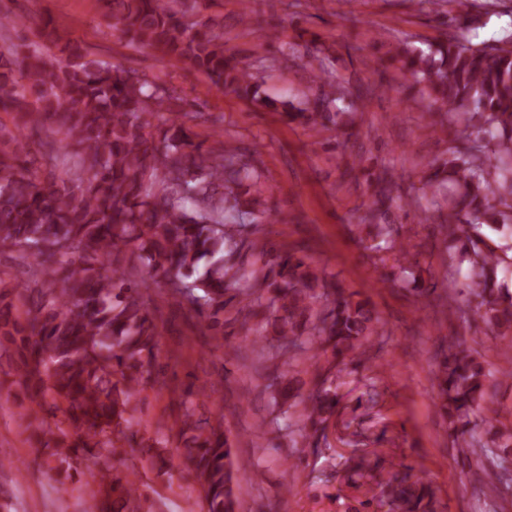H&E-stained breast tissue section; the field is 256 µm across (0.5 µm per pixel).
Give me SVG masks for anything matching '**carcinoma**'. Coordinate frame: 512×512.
Returning a JSON list of instances; mask_svg holds the SVG:
<instances>
[{"label": "carcinoma", "mask_w": 512, "mask_h": 512, "mask_svg": "<svg viewBox=\"0 0 512 512\" xmlns=\"http://www.w3.org/2000/svg\"><path fill=\"white\" fill-rule=\"evenodd\" d=\"M131 43L159 50L169 64L191 68L221 91L278 112L289 123L343 131L336 83L315 73L320 93L305 106L271 98L262 76L224 49L208 21L186 20L187 0H100ZM449 6L448 38L427 50L404 47L394 61L421 86L429 107L463 123L461 145L448 152L441 179L421 182L422 198L453 193L439 224L444 242L468 264L465 287L476 323L512 338V294L498 281L500 259L484 239V225L512 222V34L474 44L466 35L470 12L491 0H419ZM53 21L43 22L50 55L38 47L22 55L0 52V112L12 116L17 135L0 124V255L32 259L23 283L0 275V385L15 377L26 406L17 421L58 463L64 479L78 469L104 492L100 512H154L139 487L112 472L111 459L131 442L129 415L138 396L160 383L151 370L160 331L144 299L149 267L188 298L209 327L224 332V309L238 300L241 329L255 308L284 350L300 340L326 355L315 368L304 406L301 437L314 444L339 407L337 375L373 361V339L383 323L367 298H355L312 266L304 250H280L259 238H240L247 220H272V187L264 186L253 153L224 141L198 139L193 127L205 113L157 76L90 58L79 44L59 45ZM361 241L380 258L379 281L412 279L428 298L436 284L415 276L410 243L392 224L368 212L356 225ZM235 294L225 297L226 282ZM436 406L448 421L451 447L476 463L490 458L473 442L483 424L512 449V434L497 430L490 385L493 373L475 350L448 341L436 353ZM193 392L174 395L173 425L156 424L161 438L147 446L164 468L177 456L199 481L207 512H236L237 478L223 420L197 414ZM177 440L176 455L153 452ZM495 479L512 484L509 458L495 454ZM389 512H437L431 484L411 469L380 483Z\"/></svg>", "instance_id": "obj_1"}]
</instances>
